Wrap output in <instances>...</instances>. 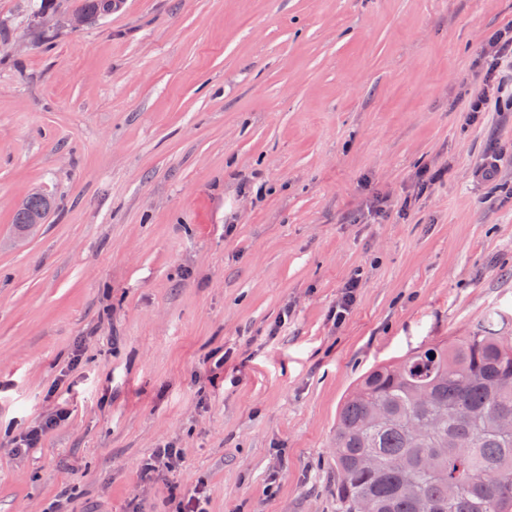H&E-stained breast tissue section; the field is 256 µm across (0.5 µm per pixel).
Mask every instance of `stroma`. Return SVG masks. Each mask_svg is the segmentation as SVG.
Instances as JSON below:
<instances>
[{"label":"stroma","instance_id":"stroma-1","mask_svg":"<svg viewBox=\"0 0 512 512\" xmlns=\"http://www.w3.org/2000/svg\"><path fill=\"white\" fill-rule=\"evenodd\" d=\"M56 2L0 0V512H338L356 380L512 336V0ZM113 9L114 5L112 4V9H109L105 5L104 0H83L81 7L76 12L78 14L72 15L70 19L71 25L74 28L83 27L88 24V21L95 22L101 18L111 15ZM508 31L500 32L492 36L490 41L491 51L487 54L486 77L492 84L489 90L478 93L470 102L468 112H485L491 102L492 95L502 94L504 82L507 75H503L507 68H510V81H512V34ZM496 84V85H495ZM49 201L44 196L33 195L29 196L27 200L22 204L14 218V226L16 229L24 228L29 226L30 224H43L44 219L46 217V213L43 211L32 212L28 217V223L26 224V219L28 213L33 210H45L47 211L49 208ZM358 288V281L355 279H351L347 282L344 287V292L340 302L336 305V309L333 313V320L336 323V326H341L347 316L349 315L351 308L355 301L356 290ZM69 416L67 410L58 409L54 414H51L39 423L27 426L18 437H15V448L22 449L25 452L31 448L39 447L45 436L64 423Z\"/></svg>","mask_w":512,"mask_h":512}]
</instances>
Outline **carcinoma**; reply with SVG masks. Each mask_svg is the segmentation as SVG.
Here are the masks:
<instances>
[{
  "mask_svg": "<svg viewBox=\"0 0 512 512\" xmlns=\"http://www.w3.org/2000/svg\"><path fill=\"white\" fill-rule=\"evenodd\" d=\"M95 22L105 0H82ZM31 195L14 218L48 210ZM512 336L479 330L374 366L340 408L339 512H512Z\"/></svg>",
  "mask_w": 512,
  "mask_h": 512,
  "instance_id": "1",
  "label": "carcinoma"
}]
</instances>
